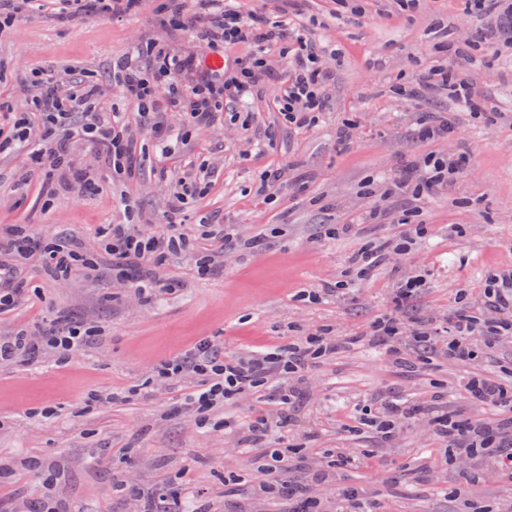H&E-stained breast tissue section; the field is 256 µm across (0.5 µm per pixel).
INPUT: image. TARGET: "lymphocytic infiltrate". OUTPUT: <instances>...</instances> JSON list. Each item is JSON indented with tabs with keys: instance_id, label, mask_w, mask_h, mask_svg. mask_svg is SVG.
<instances>
[{
	"instance_id": "lymphocytic-infiltrate-1",
	"label": "lymphocytic infiltrate",
	"mask_w": 512,
	"mask_h": 512,
	"mask_svg": "<svg viewBox=\"0 0 512 512\" xmlns=\"http://www.w3.org/2000/svg\"><path fill=\"white\" fill-rule=\"evenodd\" d=\"M461 4L475 19L479 43L512 50V0H461ZM165 10L180 26L190 29L193 39L205 49L247 42L251 52L215 71L204 65L202 56L179 54L158 44L150 55L136 48L114 65L113 85L122 98L134 103L139 123L155 133L161 157H170L185 138L179 128L166 123L168 113H182L189 124L204 127L220 121L224 112L244 111L261 82L274 77L268 63L274 46L279 47L286 62L275 97L285 120L301 126L314 122L325 110L328 88L334 80V72L325 61L335 57L336 51L326 45L313 47L307 33L288 26L280 14L264 7L244 9L241 0H167ZM34 77L41 92L32 100L33 111L0 113V150L12 145L26 148L32 161L55 173L58 188L65 190L71 187V160L65 150L71 142L90 146L113 171L131 172L134 141L128 132L127 115L101 107L96 83L87 81L59 95L53 90L57 82L54 71L40 70ZM435 88L445 91L459 109L474 108L483 98L476 82L457 79L450 73L412 79L397 91L415 98ZM470 159L466 152L426 158L388 182L383 195L422 200L458 182ZM202 191L201 182L178 179L167 228L160 233L142 230L135 222L133 201L124 194L116 195V207L123 218L109 226L100 248L117 276L140 269V276L130 283L139 297L153 298L169 291L158 269L169 256L189 248L179 215L189 197ZM427 236L426 225L402 220L393 235L369 241L351 256L347 279L331 287L310 289L304 292V299L315 304L356 287L374 271L411 253ZM427 286L425 271L412 268L401 279L388 310L355 336L318 330L283 346L227 357L203 339L184 355L161 363L157 373L171 381L188 372L197 376V384L183 394L182 401L203 428L209 425L215 406L245 394L258 395L262 408L257 414L224 424L225 433L245 432L258 442L257 447L240 451L261 474L250 486L252 503L281 498L287 502L285 512H377L375 498L341 477L342 472L364 466L369 451L339 448L333 468L301 471L293 466L290 453L267 447L266 442L299 433L306 443L316 445L319 431L300 430L293 405L302 398L321 363L361 347L382 350L396 358L401 353V340L411 339L418 362L445 357L474 366L462 390L468 402L491 411L492 419L470 418L444 390L431 392L423 401L388 391L358 400L353 407V423L346 431L368 435L378 448H395L415 420H426L429 437L438 447L463 453L468 460L456 484L439 478L435 481L438 489L462 501L465 512H494L491 506L471 499L469 489L489 467L512 476V380L479 371L489 349L512 339V270L489 274L478 306L461 304L443 316L408 320L407 307ZM93 338V330L78 326L64 334L50 331L38 341L23 331L0 336V363L24 361L43 345L68 356L83 351ZM320 485L328 488V495L316 494Z\"/></svg>"
}]
</instances>
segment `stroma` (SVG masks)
Masks as SVG:
<instances>
[{"mask_svg": "<svg viewBox=\"0 0 512 512\" xmlns=\"http://www.w3.org/2000/svg\"><path fill=\"white\" fill-rule=\"evenodd\" d=\"M163 0H143L121 18L90 9L69 24L50 13L21 19L0 31V103L21 109L30 101L34 70L58 76L64 94L81 79L95 80L107 105L128 111L112 85V66L132 46L157 42L179 53L196 52L188 31L174 29ZM361 22L342 16L335 0H298L287 8L291 26L309 32L315 44H335L329 62L336 81L330 105L315 123L288 124L278 111L271 85L259 89L246 123L224 119L190 129L168 160H160L155 136L134 128L137 168L112 174L85 146L70 148L77 170L98 177L91 194L63 193L45 201L38 182L21 185L30 168L26 153L0 152V226L29 221L41 240L61 238L85 252L96 251L101 231L120 221L113 192H126L154 232L164 231L173 192L169 175L205 170L208 187L189 198L184 228L196 238L194 251L169 259L166 276L176 290L146 302L127 282L113 279L108 265L54 278L28 260V302L0 314V336L13 330L50 327L60 316L94 328L97 338L85 351L60 358L46 348L32 361L0 364V512H34L41 498L64 502L71 512H139V500L113 493L114 480L139 488L141 498L158 490L180 495L188 512H238L246 503L248 463L236 449L239 438L224 434L225 419L246 415L256 402L241 398L213 410L210 427L199 428L191 411L180 408L192 375L157 378L155 368L199 339L233 356L322 326L354 335L384 312L403 271L424 265L430 286L409 314H446L458 292L480 299L488 272L512 269V53L501 52L480 67L478 84L493 113L461 112L459 134L423 142L415 121L425 112L449 109L446 95L415 100L394 88L434 68L456 69L448 43L464 44L473 32L459 0H419L401 12L398 0H351ZM353 127L347 148L336 142L338 127ZM471 151L466 175L449 191L427 197L417 216L429 227L425 247L385 267L353 293L311 304L303 290L343 279L360 236H329L374 203L389 220L371 226L375 236L391 234L405 201H377L385 181L409 161ZM304 180L299 194L266 200L258 190L262 172ZM237 225L243 237L263 235L250 249L218 253L217 242L197 237L200 220ZM216 251L218 270L199 278L198 252ZM467 366L432 361L416 372L398 373L386 353L359 348L322 364L301 407L305 426L321 433L324 462H331L340 426L350 422L352 400L392 389L419 398L433 385L462 380ZM142 389L140 397L112 400V393ZM51 417H43V410ZM356 447L369 450L373 482L351 470L348 481L377 494L381 512H458L459 502L436 490L432 464L447 461L448 481H456L461 460L432 449L424 422H416L401 447L376 449L365 437Z\"/></svg>", "mask_w": 512, "mask_h": 512, "instance_id": "stroma-1", "label": "stroma"}]
</instances>
